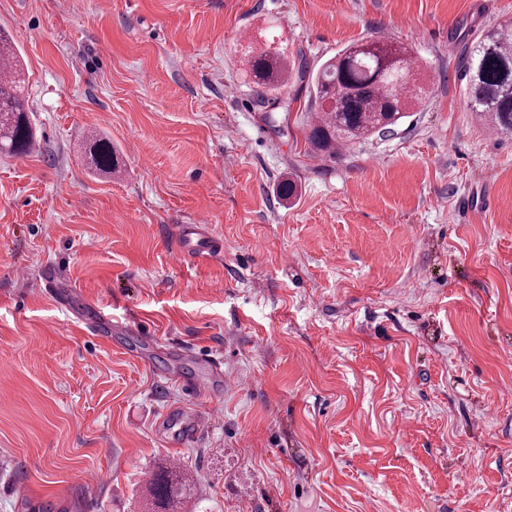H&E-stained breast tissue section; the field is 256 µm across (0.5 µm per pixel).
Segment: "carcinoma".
Returning a JSON list of instances; mask_svg holds the SVG:
<instances>
[{
	"mask_svg": "<svg viewBox=\"0 0 512 512\" xmlns=\"http://www.w3.org/2000/svg\"><path fill=\"white\" fill-rule=\"evenodd\" d=\"M15 52L0 34V66L12 69L0 81V151L26 154L33 144L28 107L18 93V73L13 71ZM248 74L255 85L275 91L291 73L301 79L304 63L293 66L284 53L269 47L249 51ZM311 76L314 98L332 104L321 108L324 121L311 127L308 140L314 150L328 156L345 143L394 131L411 103L420 100L412 89L409 48L401 43L367 42L348 45L326 60ZM470 111L499 131L512 133V27L485 32L470 48L463 74ZM87 163L111 174L118 168L112 142L103 134L85 141ZM194 480L170 464L149 475L145 491L155 512H172L175 500L188 496Z\"/></svg>",
	"mask_w": 512,
	"mask_h": 512,
	"instance_id": "cac0c4a2",
	"label": "carcinoma"
}]
</instances>
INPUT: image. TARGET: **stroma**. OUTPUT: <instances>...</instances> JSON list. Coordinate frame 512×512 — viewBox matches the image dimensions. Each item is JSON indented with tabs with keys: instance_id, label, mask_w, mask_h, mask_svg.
<instances>
[{
	"instance_id": "stroma-1",
	"label": "stroma",
	"mask_w": 512,
	"mask_h": 512,
	"mask_svg": "<svg viewBox=\"0 0 512 512\" xmlns=\"http://www.w3.org/2000/svg\"><path fill=\"white\" fill-rule=\"evenodd\" d=\"M271 23L312 72L406 44L422 106L315 155L310 81L246 73ZM505 24L512 0H0L36 136L0 153V512H144L172 460L181 512H512V134L458 78ZM94 130L118 174L88 167ZM200 213L222 258L173 263ZM67 286L221 360L194 443L159 429L190 396ZM193 485L194 480L189 473L170 463L152 472L145 484V491L150 497L151 505L157 509L151 512H179L170 510V504L176 499L187 497Z\"/></svg>"
}]
</instances>
